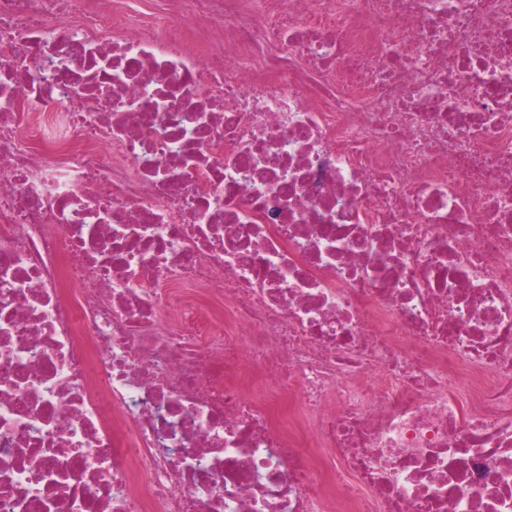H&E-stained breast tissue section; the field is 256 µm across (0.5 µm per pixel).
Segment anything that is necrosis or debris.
Instances as JSON below:
<instances>
[{"label": "necrosis or debris", "mask_w": 512, "mask_h": 512, "mask_svg": "<svg viewBox=\"0 0 512 512\" xmlns=\"http://www.w3.org/2000/svg\"><path fill=\"white\" fill-rule=\"evenodd\" d=\"M0 512H512V0H0Z\"/></svg>", "instance_id": "1"}]
</instances>
